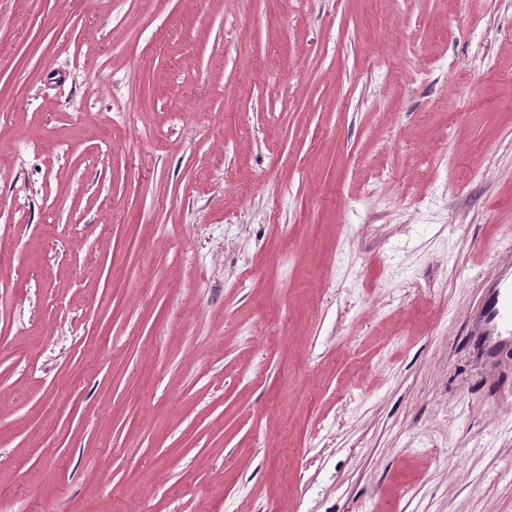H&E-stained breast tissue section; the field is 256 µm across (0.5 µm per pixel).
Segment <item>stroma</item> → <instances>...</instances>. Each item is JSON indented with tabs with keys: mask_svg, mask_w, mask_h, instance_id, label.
<instances>
[{
	"mask_svg": "<svg viewBox=\"0 0 512 512\" xmlns=\"http://www.w3.org/2000/svg\"><path fill=\"white\" fill-rule=\"evenodd\" d=\"M512 0H0V501L512 512ZM486 332L488 336L512 334V281L496 278L494 295L485 308Z\"/></svg>",
	"mask_w": 512,
	"mask_h": 512,
	"instance_id": "obj_1",
	"label": "stroma"
}]
</instances>
